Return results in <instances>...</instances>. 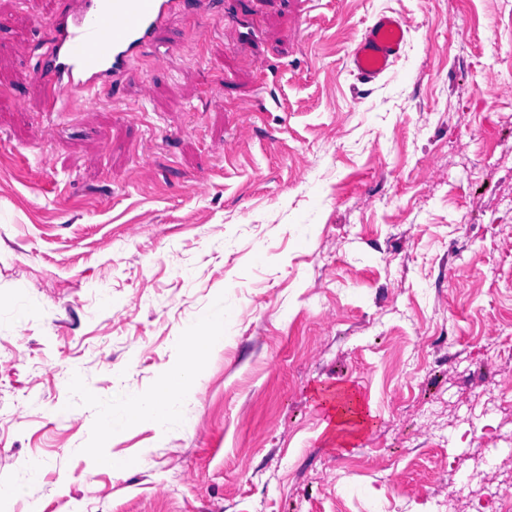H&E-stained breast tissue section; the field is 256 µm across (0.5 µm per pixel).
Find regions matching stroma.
Returning a JSON list of instances; mask_svg holds the SVG:
<instances>
[{"mask_svg":"<svg viewBox=\"0 0 512 512\" xmlns=\"http://www.w3.org/2000/svg\"><path fill=\"white\" fill-rule=\"evenodd\" d=\"M63 2L0 0V512H471L455 403L512 385L479 357L512 318V0H246L253 41L208 0L166 69L49 112L28 15ZM381 11L408 38L365 84ZM338 387L372 414L341 445ZM405 44L401 18L380 12L356 42L349 58L351 69L362 80L375 82L400 58Z\"/></svg>","mask_w":512,"mask_h":512,"instance_id":"stroma-1","label":"stroma"}]
</instances>
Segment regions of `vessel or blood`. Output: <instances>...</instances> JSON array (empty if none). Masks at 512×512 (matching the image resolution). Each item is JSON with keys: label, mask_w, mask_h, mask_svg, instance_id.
Wrapping results in <instances>:
<instances>
[{"label": "vessel or blood", "mask_w": 512, "mask_h": 512, "mask_svg": "<svg viewBox=\"0 0 512 512\" xmlns=\"http://www.w3.org/2000/svg\"><path fill=\"white\" fill-rule=\"evenodd\" d=\"M190 0H67L49 23L38 82L48 111L65 112L92 93H112L131 77L146 48ZM406 44L400 17L375 15L350 55L362 80H379Z\"/></svg>", "instance_id": "vessel-or-blood-1"}]
</instances>
